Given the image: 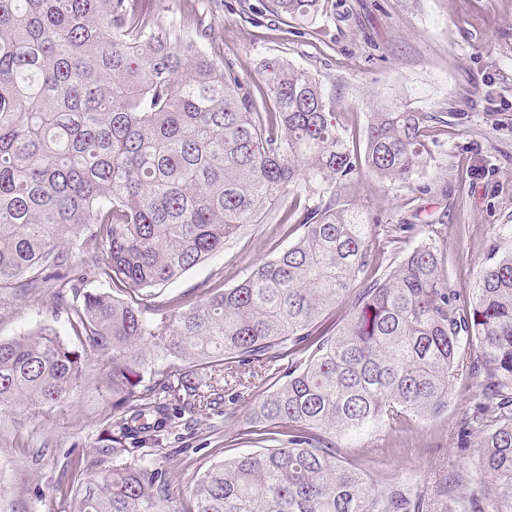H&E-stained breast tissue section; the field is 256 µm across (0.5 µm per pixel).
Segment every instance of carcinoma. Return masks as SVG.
I'll list each match as a JSON object with an SVG mask.
<instances>
[{"instance_id":"cac0c4a2","label":"carcinoma","mask_w":512,"mask_h":512,"mask_svg":"<svg viewBox=\"0 0 512 512\" xmlns=\"http://www.w3.org/2000/svg\"><path fill=\"white\" fill-rule=\"evenodd\" d=\"M151 2L0 0V294H49L79 341L49 324L0 341V407L62 399L100 353L113 457L186 411L233 415L232 385L263 389L250 415L269 446L211 463L177 504L162 468L94 460L72 512H423L370 478L384 449L340 440L441 416L459 378L480 391L458 435L478 439L487 483L456 495L450 474L445 494L456 512H512V247L463 295L427 244L371 254L404 225L347 201L362 163L412 187L432 158L425 116L371 113L360 158L312 74L275 57L246 87L199 4L167 22ZM269 8L308 26L320 0ZM264 217L297 241L163 313L159 287Z\"/></svg>"}]
</instances>
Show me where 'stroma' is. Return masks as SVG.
<instances>
[{
    "label": "stroma",
    "instance_id": "35a3bbf8",
    "mask_svg": "<svg viewBox=\"0 0 512 512\" xmlns=\"http://www.w3.org/2000/svg\"><path fill=\"white\" fill-rule=\"evenodd\" d=\"M315 26L303 29L264 10L262 0H212L203 20L215 29L224 66L247 85L268 82L267 59L284 57L319 78L351 148L365 149L369 113L405 104L426 117L435 142L433 158L411 190L361 171L352 205L384 224L406 225L398 240L376 238L373 251L398 256L420 244L434 246L453 288L465 290L485 265L503 225H512V0H322ZM290 243L281 226L250 224L218 253L161 289L160 300L194 298L203 287L230 288ZM0 316L6 341L43 323L66 330L48 296L12 298ZM92 357L85 383L54 403H22L0 409V512H70L71 487L86 459L103 446L112 417V394ZM232 420L179 426L163 433L146 457L129 447L121 460L152 459L166 469L171 491L185 498L198 467L259 449L248 411L258 391L236 398ZM477 388L455 383L437 420L380 426L353 439L355 448H381L377 470L385 486H413L424 512H452L439 494L448 472L466 490L480 488L473 462L477 445L461 449L455 430Z\"/></svg>",
    "mask_w": 512,
    "mask_h": 512
}]
</instances>
